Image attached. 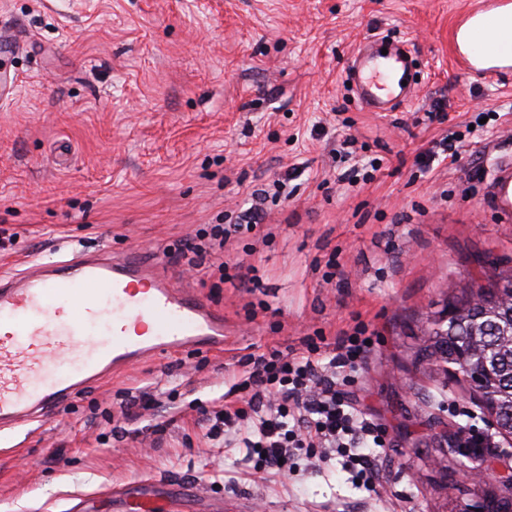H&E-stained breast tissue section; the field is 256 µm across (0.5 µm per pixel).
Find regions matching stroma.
I'll return each instance as SVG.
<instances>
[{"mask_svg":"<svg viewBox=\"0 0 512 512\" xmlns=\"http://www.w3.org/2000/svg\"><path fill=\"white\" fill-rule=\"evenodd\" d=\"M472 0H0V275L54 249L164 248L264 201L265 235L224 248L260 285L164 268L224 312V351L142 363L85 388L45 423L0 432V512H70L111 488L160 480L162 512H438L505 495L464 479L458 443L483 412L465 388L416 370L428 316L471 276L512 270V220L485 178L512 157V73L466 75L453 31ZM408 50L411 97L370 112L349 77L364 44ZM445 100L447 118L429 113ZM460 162L424 153L448 133ZM373 173L342 180L351 166ZM335 277H328L329 261ZM366 325L377 338L356 390L386 431L382 485L339 459L288 481L249 477L243 448L206 438L202 410L268 348L300 350ZM161 408L125 419L140 391ZM466 408L468 416L455 415Z\"/></svg>","mask_w":512,"mask_h":512,"instance_id":"35a3bbf8","label":"stroma"}]
</instances>
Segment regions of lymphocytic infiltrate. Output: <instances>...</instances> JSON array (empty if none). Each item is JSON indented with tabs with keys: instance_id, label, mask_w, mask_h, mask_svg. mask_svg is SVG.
I'll return each mask as SVG.
<instances>
[{
	"instance_id": "1",
	"label": "lymphocytic infiltrate",
	"mask_w": 512,
	"mask_h": 512,
	"mask_svg": "<svg viewBox=\"0 0 512 512\" xmlns=\"http://www.w3.org/2000/svg\"><path fill=\"white\" fill-rule=\"evenodd\" d=\"M259 228L258 214L235 212L228 223L213 225L206 243L185 242L170 257L186 261L192 272L208 266L223 274L235 271L243 283L253 268L229 265L224 245L231 236ZM368 338L361 324L331 342L307 340L301 352L273 349L248 356L242 373L228 382L208 437L222 438L228 448H249L251 474L258 479L293 476L303 459L316 467L338 457L359 483L376 490L386 432L355 402L359 371L374 350Z\"/></svg>"
}]
</instances>
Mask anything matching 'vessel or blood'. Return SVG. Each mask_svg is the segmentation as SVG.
I'll list each match as a JSON object with an SVG mask.
<instances>
[{
    "label": "vessel or blood",
    "mask_w": 512,
    "mask_h": 512,
    "mask_svg": "<svg viewBox=\"0 0 512 512\" xmlns=\"http://www.w3.org/2000/svg\"><path fill=\"white\" fill-rule=\"evenodd\" d=\"M512 13V0H492L467 17L470 30ZM495 50L475 41L467 61L471 72L494 80L512 68V33L489 32ZM403 54L379 66L359 50L352 68L360 103L387 111L383 89L393 88ZM490 204L512 216V162L491 171ZM0 430L42 421L63 412L75 396L148 359L224 345V317L209 302L178 288L170 274L140 251L120 256H76L49 260L0 278ZM87 337L74 338V327ZM113 512H154V495L116 496Z\"/></svg>",
    "instance_id": "obj_1"
}]
</instances>
